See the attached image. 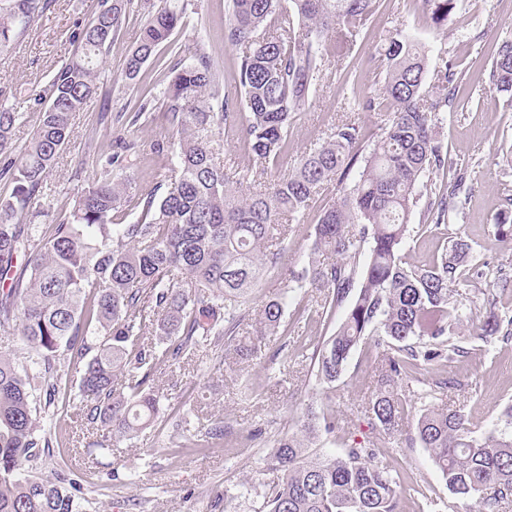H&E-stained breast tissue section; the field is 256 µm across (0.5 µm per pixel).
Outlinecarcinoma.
Instances as JSON below:
<instances>
[{
  "label": "carcinoma",
  "mask_w": 512,
  "mask_h": 512,
  "mask_svg": "<svg viewBox=\"0 0 512 512\" xmlns=\"http://www.w3.org/2000/svg\"><path fill=\"white\" fill-rule=\"evenodd\" d=\"M129 0H103L95 20L78 33L81 50L52 76L29 144L15 152L12 133L25 113L0 103V330L19 331L42 372L0 351V512H80V483L21 472L50 453L45 416L33 395L48 375L46 395L61 381V354L79 365L75 416L112 437L134 436L159 411L158 370L209 347L247 355L238 339L264 270L280 271L284 287L263 302L250 324L257 337L275 336L288 298L310 288L323 295L334 332L301 349L311 351L316 378L336 390L357 347L374 340L376 386L364 402L374 436L340 454L309 451L316 413L298 433L272 440L267 468L280 477L264 485L261 512H402V489L389 462L400 422L415 413L410 441L426 449L448 487V512H507L512 506V405L482 424L465 407L416 409L415 401L461 383L440 372L470 357L471 339L512 340V315L486 299L475 321L464 318L457 285L471 247L462 238L432 262L417 265L402 251L414 232L411 216L424 203L426 229L448 227L458 209L454 193L424 181L435 171H466L448 163L441 113L455 108L462 77L448 58L428 70L416 37L399 27L383 39L385 76L353 107L379 117L370 138L346 118L328 139L303 152L281 175L288 134L309 106L332 53L348 57L350 41L380 0H229L224 41L238 50L232 88H221L212 58L197 52L171 68L159 98L175 138L154 144L175 159L161 196L127 194L114 173L115 156L101 158L96 178L74 199L68 215L43 232L26 220L68 142L74 113L96 93L103 56L122 28ZM438 28L448 25L456 0H422ZM43 0H0V53L12 49L15 26L34 18ZM181 20L176 8L150 11L125 59L135 80L158 55ZM336 40L326 44L329 32ZM489 82L512 107V39L498 47ZM240 133L241 154L219 157L214 143ZM248 163L243 165L240 156ZM335 199L314 227L316 248L329 264L285 256L292 221L329 188ZM135 212L131 224L114 213ZM496 234L512 235V198L494 218ZM27 257L18 265V256ZM154 337L151 342L145 336ZM224 438V421L200 430L195 445Z\"/></svg>",
  "instance_id": "carcinoma-1"
}]
</instances>
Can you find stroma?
I'll return each instance as SVG.
<instances>
[{"instance_id": "1", "label": "stroma", "mask_w": 512, "mask_h": 512, "mask_svg": "<svg viewBox=\"0 0 512 512\" xmlns=\"http://www.w3.org/2000/svg\"><path fill=\"white\" fill-rule=\"evenodd\" d=\"M155 9L185 4L181 24L160 51V60L144 67L139 79L126 80L124 61L135 45L146 19L137 4H129L125 21L105 56L98 89L82 111L73 115L67 147L60 152L47 185L36 198L44 230L69 213L73 195L95 176L93 157L106 150L120 155L118 174L131 191L145 195L162 184L172 165L167 154L153 145L169 140L171 129L159 109L140 111L144 97L158 94L170 79L169 67L191 59L204 48L214 60L223 85L236 74L237 51L224 41L228 0H153ZM100 0H47L42 13L19 27L9 53L0 55V100L24 112L27 118L13 130V142L22 147L30 141L39 109L53 74L76 53L75 36L100 10ZM407 27L415 32L428 53L429 66L439 65L441 52L456 58L462 72L458 87L461 108L445 113L441 134L450 160L468 167L467 178L455 184L448 171H437L432 180L441 191H457L464 208L441 235L420 229V216H412L419 230L405 246L408 261L425 264L440 255L453 237L472 247L475 266L466 275L484 293L497 295L500 306L512 312V246L497 242L492 218L505 196H512V108L488 82V73L502 40L512 37V0H459L447 27L436 28L419 0H381L352 47L349 62L324 59L322 84L309 106L297 114L289 133V159L325 139L338 120L349 117V103L356 90L380 85L384 78L381 40L388 31ZM333 196L323 193L307 210L284 245L289 257L302 262L327 264L330 252L315 249L313 226ZM284 324L295 340L330 335L333 323L324 318L314 292L292 296ZM248 357L221 363L198 354L175 372L157 376L155 390L162 411L154 425L131 440L114 442L111 451L97 449L109 439L107 429L86 430L69 416L77 394V374L69 372L54 399H47L44 385H37L38 399L46 400V420L60 425L62 435L51 454L35 465L36 475L56 480H79L81 512H224V496L235 497V512H259L264 483L271 480L265 459L270 453L262 440L252 439L254 429L268 435L298 431L297 418L305 404H320L322 396L309 359L289 349L288 368L277 374L272 358L283 337L248 336ZM372 345H360L331 399L342 429L319 434L312 450L337 454L349 432L365 424L362 403L373 390L368 361ZM450 372L460 378L462 389L437 394V407L464 405L471 416H498L512 404V342L493 339L474 341L470 358L453 364ZM187 413L191 426L223 418L227 433L202 453H178L182 434L171 422ZM391 464L402 486L411 478L425 480L427 493L444 501L448 489L427 451L403 447ZM118 469L119 479L107 473Z\"/></svg>"}]
</instances>
